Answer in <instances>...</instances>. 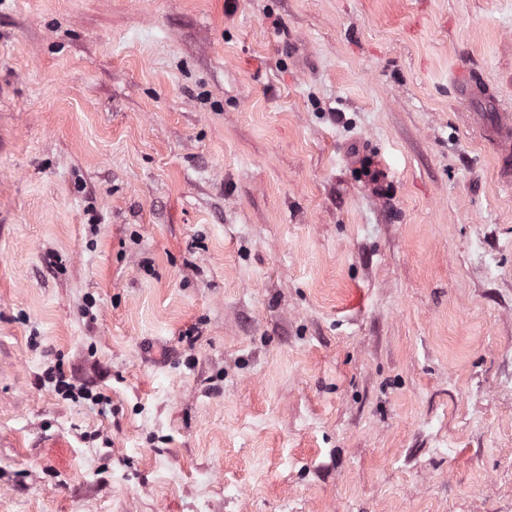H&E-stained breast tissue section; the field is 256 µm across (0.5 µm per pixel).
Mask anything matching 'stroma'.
I'll list each match as a JSON object with an SVG mask.
<instances>
[{"label": "stroma", "instance_id": "obj_1", "mask_svg": "<svg viewBox=\"0 0 512 512\" xmlns=\"http://www.w3.org/2000/svg\"><path fill=\"white\" fill-rule=\"evenodd\" d=\"M463 66L512 0H0V512H512ZM45 377L51 381L55 382V386L58 391L65 396H71L72 398H82L84 400H89L92 403L98 404L101 401V397L98 394H93L92 391L87 389H80L78 392H74V387L66 380L65 372L61 365H55L53 367H48L45 370Z\"/></svg>", "mask_w": 512, "mask_h": 512}]
</instances>
